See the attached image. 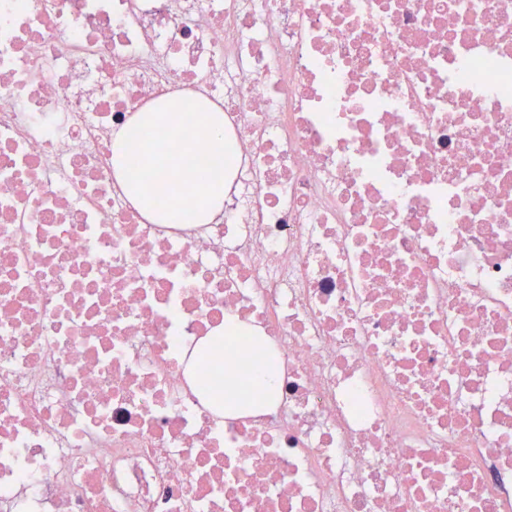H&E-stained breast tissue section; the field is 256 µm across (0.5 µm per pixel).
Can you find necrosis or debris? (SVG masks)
<instances>
[{
    "mask_svg": "<svg viewBox=\"0 0 512 512\" xmlns=\"http://www.w3.org/2000/svg\"><path fill=\"white\" fill-rule=\"evenodd\" d=\"M169 97L206 224L112 167ZM230 317L254 415L190 362ZM0 512H512V0H0Z\"/></svg>",
    "mask_w": 512,
    "mask_h": 512,
    "instance_id": "1",
    "label": "necrosis or debris"
}]
</instances>
